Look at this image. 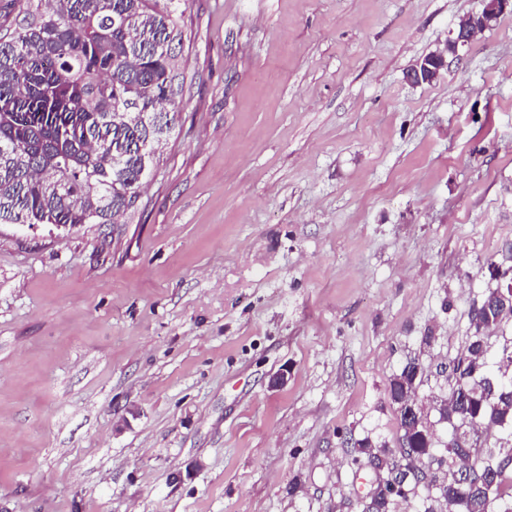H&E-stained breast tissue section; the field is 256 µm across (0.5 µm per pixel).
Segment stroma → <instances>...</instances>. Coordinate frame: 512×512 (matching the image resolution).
I'll return each mask as SVG.
<instances>
[{
  "label": "stroma",
  "mask_w": 512,
  "mask_h": 512,
  "mask_svg": "<svg viewBox=\"0 0 512 512\" xmlns=\"http://www.w3.org/2000/svg\"><path fill=\"white\" fill-rule=\"evenodd\" d=\"M189 0L160 175L130 224H0V512H359L389 384L433 398L512 267V11ZM287 371L275 388L272 376ZM448 46L438 48L431 55L418 58L406 69V80L411 85H421L423 82H431L438 79L444 71H447L454 63L459 64L463 59V54L448 57L453 52V43L448 39Z\"/></svg>",
  "instance_id": "35a3bbf8"
}]
</instances>
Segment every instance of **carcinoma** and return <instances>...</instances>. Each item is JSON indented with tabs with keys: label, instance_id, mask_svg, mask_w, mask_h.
<instances>
[{
	"label": "carcinoma",
	"instance_id": "cac0c4a2",
	"mask_svg": "<svg viewBox=\"0 0 512 512\" xmlns=\"http://www.w3.org/2000/svg\"><path fill=\"white\" fill-rule=\"evenodd\" d=\"M0 16V223L125 224L159 169L161 141L176 127L188 0H11ZM499 16L485 5L468 16L483 32ZM142 148L112 158V142ZM497 289L488 306L469 312L473 334L454 360L458 405L437 412L454 433L435 447L426 423L405 420L408 394L422 382L418 363L390 382L399 457L386 445L347 439L351 462L365 456L379 470L402 467L406 494L423 485L458 512H512V454L478 446L483 430L512 422V374L490 366L485 331L501 325ZM439 458L417 477L414 461ZM495 484H483L485 472ZM401 502L373 486L363 512H400Z\"/></svg>",
	"mask_w": 512,
	"mask_h": 512
}]
</instances>
